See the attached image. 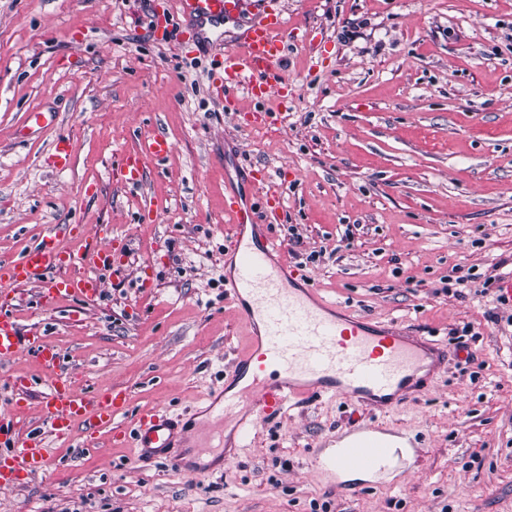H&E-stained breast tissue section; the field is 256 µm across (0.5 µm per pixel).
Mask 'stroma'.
Masks as SVG:
<instances>
[{
	"instance_id": "stroma-1",
	"label": "stroma",
	"mask_w": 512,
	"mask_h": 512,
	"mask_svg": "<svg viewBox=\"0 0 512 512\" xmlns=\"http://www.w3.org/2000/svg\"><path fill=\"white\" fill-rule=\"evenodd\" d=\"M271 2L292 21L288 88L228 112L182 17L152 28L166 0H0V259L52 224H108L130 248L99 301L31 287L18 321L83 386L126 392L116 428L155 408L206 422L248 342L224 293V185L261 207L240 173L262 169L298 284L447 349L415 396L359 411L417 452L367 488H332L312 454L354 410L327 394L260 424L220 477L137 459L113 431L87 451L75 431L49 473L0 491V512H512V327L487 319L512 314L496 304L512 276V0ZM260 112L275 126L257 128ZM156 135L172 152L120 183L121 157Z\"/></svg>"
}]
</instances>
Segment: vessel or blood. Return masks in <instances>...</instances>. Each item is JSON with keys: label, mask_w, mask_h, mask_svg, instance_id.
<instances>
[{"label": "vessel or blood", "mask_w": 512, "mask_h": 512, "mask_svg": "<svg viewBox=\"0 0 512 512\" xmlns=\"http://www.w3.org/2000/svg\"><path fill=\"white\" fill-rule=\"evenodd\" d=\"M175 8L201 27L223 25L233 14L231 0H175ZM288 28L283 10L263 6L239 41L222 52L212 90L225 110L236 108L239 90L260 100L287 89ZM172 150L166 137L157 136L139 151L124 155L119 167L122 181L140 184L148 161ZM224 212L234 226L235 274L227 294L252 330L251 345L232 373L241 386L225 387L207 410L208 423L192 429L186 418L164 410L140 416L126 436L139 457L187 475L191 467L179 457L178 447L223 449L226 423H233L238 441H246L258 419L282 418L305 394L330 393L380 410L408 392L422 374L441 370L440 354L429 339L339 313L330 300L311 289L289 287L294 271L253 206L228 193ZM254 231L263 234L262 244L250 243ZM69 235L67 225H51L37 245L24 249L17 259L1 260L0 292L37 285L52 297L101 299L105 284L99 272L114 260L112 231L95 225L90 241L76 249L62 247V239ZM23 350L40 364L45 384L38 403L39 424L31 429L25 428L21 414L32 381L9 367ZM0 380L13 392L0 407V490L17 487L20 475H43L55 466V450L47 436L65 441L78 426L95 434L111 427L113 417L127 404L123 391L91 390L77 382L56 346L39 333H23L14 309L4 307ZM392 446L389 431L358 420L335 448L317 449L313 458L338 487L355 489L387 469Z\"/></svg>", "instance_id": "b4317fda"}]
</instances>
